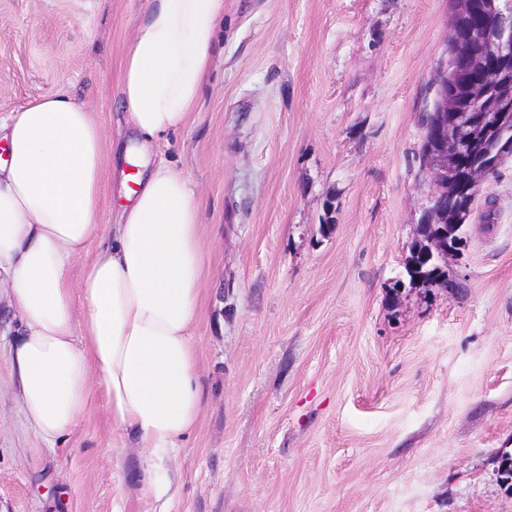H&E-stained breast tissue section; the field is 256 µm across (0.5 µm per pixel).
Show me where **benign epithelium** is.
<instances>
[{"label":"benign epithelium","instance_id":"benign-epithelium-1","mask_svg":"<svg viewBox=\"0 0 512 512\" xmlns=\"http://www.w3.org/2000/svg\"><path fill=\"white\" fill-rule=\"evenodd\" d=\"M458 10L462 16L470 19L465 39L480 41L487 37L486 20L490 15H499L492 35L494 57L448 55V63L438 75L436 85L448 87L452 81L465 82L464 90L469 102L479 105L483 102L488 87L495 85L505 90L502 101L480 114L482 125L501 135L512 132V78L503 74L496 65V60L512 58V0H457ZM433 106L443 117L436 123L432 136L425 143L427 176L432 190L423 209L420 223L416 225V237L413 249V261L407 271L409 281L397 278L391 290L394 297H399L406 286H432V282L416 274L423 269V264L430 265V270L443 272L448 259L458 255L459 242L448 237L446 227H453L456 221L446 211L437 209V203L448 195V186L455 182L461 169L458 168L462 156L461 144L474 124L473 113L461 107L456 99L446 95L437 97ZM492 159L482 165L474 163L466 170L465 178L473 191H478L480 182L494 173L502 162L512 157V139L506 146L493 143L487 149Z\"/></svg>","mask_w":512,"mask_h":512}]
</instances>
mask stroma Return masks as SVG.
Masks as SVG:
<instances>
[{"mask_svg":"<svg viewBox=\"0 0 512 512\" xmlns=\"http://www.w3.org/2000/svg\"><path fill=\"white\" fill-rule=\"evenodd\" d=\"M147 0H0V114L48 93L132 137L118 92ZM452 0H226L197 112L157 149L201 202L209 399L167 512H512V158L451 289L387 287L430 193L422 119ZM0 288V512H157L101 397L56 448L27 426Z\"/></svg>","mask_w":512,"mask_h":512,"instance_id":"1","label":"stroma"}]
</instances>
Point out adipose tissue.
I'll use <instances>...</instances> for the list:
<instances>
[{
	"mask_svg": "<svg viewBox=\"0 0 512 512\" xmlns=\"http://www.w3.org/2000/svg\"><path fill=\"white\" fill-rule=\"evenodd\" d=\"M224 2L148 0L120 92L138 137L123 160L139 171L110 241L99 238L109 158L94 113L51 93L0 117V288L13 298L25 421L56 447L100 392L113 429L148 449L145 493L162 503L174 493L169 457L208 399L193 339L205 245L189 179L152 148L197 108Z\"/></svg>",
	"mask_w": 512,
	"mask_h": 512,
	"instance_id": "adipose-tissue-1",
	"label": "adipose tissue"
}]
</instances>
